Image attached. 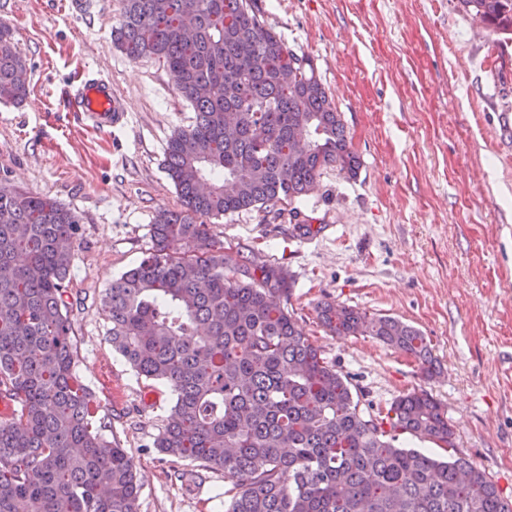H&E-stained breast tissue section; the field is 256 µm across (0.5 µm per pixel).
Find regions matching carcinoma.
I'll use <instances>...</instances> for the list:
<instances>
[{"instance_id": "carcinoma-1", "label": "carcinoma", "mask_w": 512, "mask_h": 512, "mask_svg": "<svg viewBox=\"0 0 512 512\" xmlns=\"http://www.w3.org/2000/svg\"><path fill=\"white\" fill-rule=\"evenodd\" d=\"M512 40V0H459ZM130 60L163 62L195 120L175 130L165 173L181 208L159 211L152 248L101 299L112 347L174 394L159 450L237 480L224 512H512L497 485L453 451L441 403L426 391L387 412L361 407L349 377L288 310L280 266L224 251L206 219L271 210L334 166L357 175L340 113L313 59L268 28L255 0H123L112 30ZM28 91L26 61L0 24V100ZM78 217L56 200L0 185V512H137L136 467L95 426L75 374L68 294ZM322 325L368 332L436 373L430 340L395 318L320 303ZM409 434L450 450L436 458Z\"/></svg>"}]
</instances>
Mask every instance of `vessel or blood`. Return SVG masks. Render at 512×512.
Wrapping results in <instances>:
<instances>
[{
	"mask_svg": "<svg viewBox=\"0 0 512 512\" xmlns=\"http://www.w3.org/2000/svg\"><path fill=\"white\" fill-rule=\"evenodd\" d=\"M71 110L92 129H112L127 120V112L112 92L110 81L92 76L85 78L69 101Z\"/></svg>",
	"mask_w": 512,
	"mask_h": 512,
	"instance_id": "vessel-or-blood-1",
	"label": "vessel or blood"
}]
</instances>
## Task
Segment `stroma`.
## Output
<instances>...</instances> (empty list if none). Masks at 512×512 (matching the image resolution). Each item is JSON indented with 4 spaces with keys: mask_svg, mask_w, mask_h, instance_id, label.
<instances>
[{
    "mask_svg": "<svg viewBox=\"0 0 512 512\" xmlns=\"http://www.w3.org/2000/svg\"><path fill=\"white\" fill-rule=\"evenodd\" d=\"M266 24L310 56L360 158L329 167L278 214L210 219L224 246L283 267L306 337L348 375L363 403L387 410L427 389L442 403L457 452L512 500V43L458 0H256ZM0 0L30 92L0 101V183L55 199L80 221L69 290L76 372L98 416L133 460L138 512H224L223 471L155 448L174 395L138 376L107 340L101 298L152 246L160 209L180 206L164 169L173 131L195 114L153 58L112 42L122 0ZM111 80L129 121L85 130L68 109L83 73ZM312 228L302 234L292 211ZM333 301L407 322L427 336L439 373L366 335L336 336L317 308Z\"/></svg>",
    "mask_w": 512,
    "mask_h": 512,
    "instance_id": "1",
    "label": "stroma"
}]
</instances>
